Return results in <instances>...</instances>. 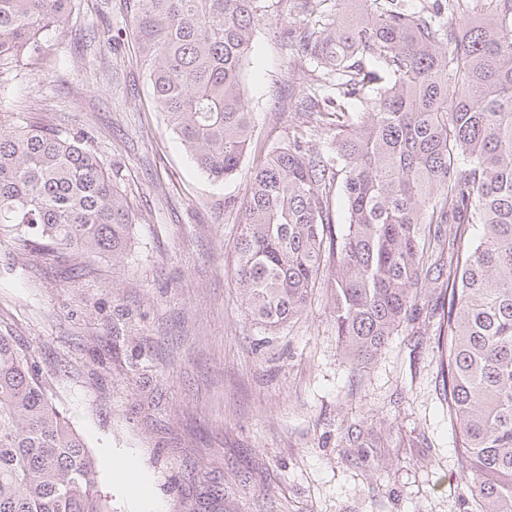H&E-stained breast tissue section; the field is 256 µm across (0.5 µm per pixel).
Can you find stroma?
Returning <instances> with one entry per match:
<instances>
[{"instance_id":"obj_1","label":"stroma","mask_w":512,"mask_h":512,"mask_svg":"<svg viewBox=\"0 0 512 512\" xmlns=\"http://www.w3.org/2000/svg\"><path fill=\"white\" fill-rule=\"evenodd\" d=\"M244 91L254 134L288 142L313 65L288 51L306 18L265 0ZM111 30L106 45L92 38ZM70 66L54 67L59 55ZM0 117L82 133L138 215L114 261H71L0 233V331L35 360L85 439L112 512H134L113 460L147 475L164 512H463L434 318L352 366L319 288L275 332L248 319L231 277L255 165L216 185L153 104L128 0H77L69 22L0 74Z\"/></svg>"}]
</instances>
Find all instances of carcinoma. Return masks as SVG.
<instances>
[{"mask_svg": "<svg viewBox=\"0 0 512 512\" xmlns=\"http://www.w3.org/2000/svg\"><path fill=\"white\" fill-rule=\"evenodd\" d=\"M285 2L318 18L291 51L319 75L298 98L305 120L246 187L233 279L247 316L277 330L324 284L344 355L365 365L421 313L423 292L442 289L430 314L461 501L512 512V0L473 22L475 0H356L341 17L328 0ZM73 6L0 0V66L38 51ZM263 11V0H132L157 111L214 183L262 152L243 71ZM137 223L82 138L0 120V231L105 261ZM0 512H112L85 440L7 332Z\"/></svg>", "mask_w": 512, "mask_h": 512, "instance_id": "cac0c4a2", "label": "carcinoma"}]
</instances>
